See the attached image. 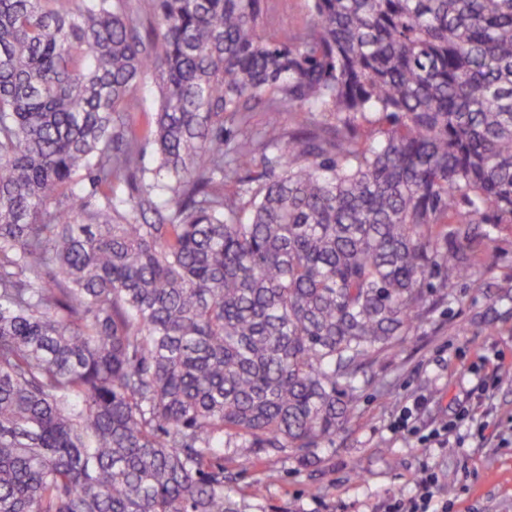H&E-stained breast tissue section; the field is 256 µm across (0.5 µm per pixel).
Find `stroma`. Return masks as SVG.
Segmentation results:
<instances>
[{"mask_svg": "<svg viewBox=\"0 0 512 512\" xmlns=\"http://www.w3.org/2000/svg\"><path fill=\"white\" fill-rule=\"evenodd\" d=\"M495 267L458 282L428 320L402 337L363 384L345 431L308 456L259 454L247 464L224 452V489L247 512H393L418 493L424 472L439 478L447 512H512V224H484ZM424 399L415 433L390 425ZM476 414L452 447L418 433Z\"/></svg>", "mask_w": 512, "mask_h": 512, "instance_id": "1", "label": "stroma"}]
</instances>
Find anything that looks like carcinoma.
Here are the masks:
<instances>
[{
    "label": "carcinoma",
    "instance_id": "cac0c4a2",
    "mask_svg": "<svg viewBox=\"0 0 512 512\" xmlns=\"http://www.w3.org/2000/svg\"><path fill=\"white\" fill-rule=\"evenodd\" d=\"M151 2L0 0V512H246L512 224V0ZM268 30L285 34L299 28L309 14V0H269ZM135 97L138 101V108L136 112L130 113L137 124L142 126L152 120L157 106L158 92L151 78L140 88Z\"/></svg>",
    "mask_w": 512,
    "mask_h": 512
}]
</instances>
